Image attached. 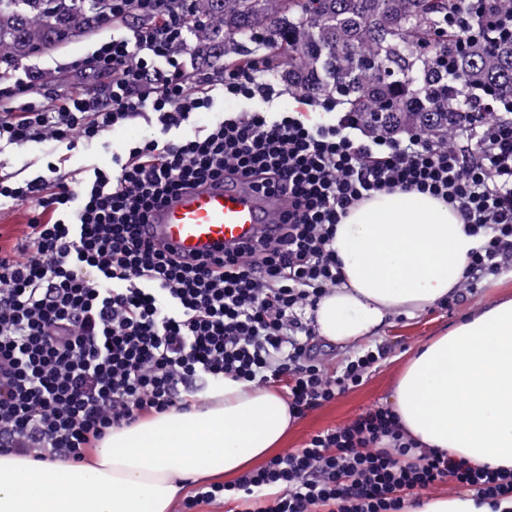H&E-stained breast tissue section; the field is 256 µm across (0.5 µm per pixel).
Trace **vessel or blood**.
Listing matches in <instances>:
<instances>
[{"mask_svg": "<svg viewBox=\"0 0 512 512\" xmlns=\"http://www.w3.org/2000/svg\"><path fill=\"white\" fill-rule=\"evenodd\" d=\"M288 204L256 192L240 176L207 180L169 195L142 225L144 237L186 259L275 237Z\"/></svg>", "mask_w": 512, "mask_h": 512, "instance_id": "1", "label": "vessel or blood"}]
</instances>
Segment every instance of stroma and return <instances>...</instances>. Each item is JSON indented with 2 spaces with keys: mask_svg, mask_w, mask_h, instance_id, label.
I'll list each match as a JSON object with an SVG mask.
<instances>
[{
  "mask_svg": "<svg viewBox=\"0 0 512 512\" xmlns=\"http://www.w3.org/2000/svg\"><path fill=\"white\" fill-rule=\"evenodd\" d=\"M111 30L103 29L94 37L78 38L62 48L31 57L28 68L52 74L53 83L38 81L39 92L47 99H56L69 92L93 86L91 77L73 72L63 76V68L74 61L88 57L98 42L109 39ZM156 118L148 111L106 134L103 144L91 152H69L55 148L48 142H32L21 147H8L0 151V165L18 179H31L47 172L48 162L60 164L62 170L77 173L89 164L108 167L112 164L115 148L138 140L156 131ZM499 298L512 299V275L486 278L476 293L453 308L437 304L411 315L398 314L389 318L374 336V343L384 344L389 354L363 385L354 388L323 407L294 421L284 442L286 451L302 447L310 435L317 431L340 426L352 421L364 409L376 404L390 405L393 388L412 357L414 351L437 336L459 324L476 306Z\"/></svg>",
  "mask_w": 512,
  "mask_h": 512,
  "instance_id": "obj_1",
  "label": "stroma"
}]
</instances>
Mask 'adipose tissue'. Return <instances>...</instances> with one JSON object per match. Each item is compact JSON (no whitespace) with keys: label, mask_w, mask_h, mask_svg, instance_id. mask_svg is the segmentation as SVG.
Wrapping results in <instances>:
<instances>
[{"label":"adipose tissue","mask_w":512,"mask_h":512,"mask_svg":"<svg viewBox=\"0 0 512 512\" xmlns=\"http://www.w3.org/2000/svg\"><path fill=\"white\" fill-rule=\"evenodd\" d=\"M474 241L440 201L381 194L336 227L343 284L320 299V336L354 344L396 314L447 299ZM404 430L429 448L512 470V299L487 303L421 348L393 390ZM293 423L272 389L231 379L191 403L113 430L87 460L0 454V512H170L187 482L239 474Z\"/></svg>","instance_id":"1"}]
</instances>
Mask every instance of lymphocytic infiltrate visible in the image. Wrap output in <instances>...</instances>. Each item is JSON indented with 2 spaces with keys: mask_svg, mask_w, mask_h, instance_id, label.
<instances>
[{
  "mask_svg": "<svg viewBox=\"0 0 512 512\" xmlns=\"http://www.w3.org/2000/svg\"><path fill=\"white\" fill-rule=\"evenodd\" d=\"M139 12L154 24L129 27ZM112 20L129 36L100 42L73 65L103 77L101 89L49 101L18 78L0 97V144L83 150L146 108L159 125L113 153L111 169L78 179L53 163L32 179L0 172V199L31 213L23 243L0 249L1 454L82 461L112 430L187 408L200 379L286 380L296 419L361 386L387 347L353 351L329 372L313 312L343 283L337 224L379 193L435 197L474 238L449 305L488 276L512 272V96L476 99L494 120L448 147L414 132L360 134L349 112L332 124L311 121L306 107L335 111L337 102L307 94L299 109L228 112L189 134L191 115L211 108L213 91L270 94L260 79L266 56L215 76L188 71L173 0H112ZM226 173L250 178L267 197L287 196L277 237L189 264L141 236L167 195ZM445 482L483 501L512 499L511 470L425 447L391 408L375 406L235 481L199 485L180 512L259 491L255 512H406L410 496Z\"/></svg>",
  "mask_w": 512,
  "mask_h": 512,
  "instance_id": "lymphocytic-infiltrate-1",
  "label": "lymphocytic infiltrate"
}]
</instances>
